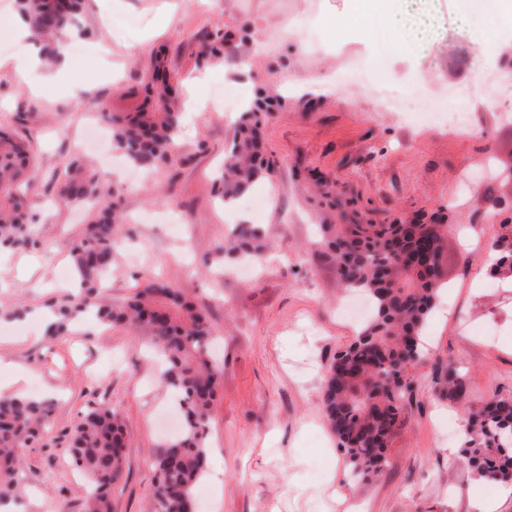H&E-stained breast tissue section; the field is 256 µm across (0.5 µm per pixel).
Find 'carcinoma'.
I'll return each instance as SVG.
<instances>
[{
    "mask_svg": "<svg viewBox=\"0 0 512 512\" xmlns=\"http://www.w3.org/2000/svg\"><path fill=\"white\" fill-rule=\"evenodd\" d=\"M84 0H16L17 13L42 40L47 58L57 56L58 40L69 33ZM228 40L221 27L204 35L202 60L224 56ZM171 75L156 66L143 88L144 100L134 112H105L115 148L144 170L186 164L179 141L183 113ZM271 101L260 95L244 112L227 141L220 181L231 202L274 170L265 158L260 114ZM36 175L30 142L0 129V248L25 250L38 242L37 225L29 222L27 193ZM331 215L318 225L320 243L331 251L340 287L365 293L373 314L325 372L321 404L340 451L353 476L363 478L386 464V451L405 419V392L411 381L407 365L419 357L426 320L443 288L441 254L448 225L434 212L414 224H346L336 212V184L316 181ZM120 184L105 185L98 172L80 160L66 165L58 196L92 205L88 224L72 241L70 252L76 286L54 307L48 335L67 334L70 323L91 312L107 325H124L144 333L160 362V382L177 397L183 414L180 433L155 454L153 496L156 512H191L194 489L208 457L206 430L223 369L209 356L213 332L205 314L179 290L149 278L125 305L105 308L97 295L112 271L122 218ZM495 275L512 272V235L492 243ZM263 230L237 224L213 253L219 258L260 257L268 252ZM433 381L451 399L462 396L464 382L455 362L440 358ZM49 404L26 397L0 396V505L20 501L23 449L49 434ZM461 453L479 478L512 484V396L495 393L465 420ZM127 444L118 413L99 406L86 411L69 435L73 465L88 478L91 490L84 512H112L109 492L123 474Z\"/></svg>",
    "mask_w": 512,
    "mask_h": 512,
    "instance_id": "obj_1",
    "label": "carcinoma"
}]
</instances>
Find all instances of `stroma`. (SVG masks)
<instances>
[{
    "label": "stroma",
    "instance_id": "35a3bbf8",
    "mask_svg": "<svg viewBox=\"0 0 512 512\" xmlns=\"http://www.w3.org/2000/svg\"><path fill=\"white\" fill-rule=\"evenodd\" d=\"M165 2L86 0L72 34L83 54L53 82L0 69V125L35 147L30 218L40 226L35 248L0 251V302L39 308L59 291L57 273L71 264L88 208L58 199L56 175L76 156L97 169L120 163L114 146L85 147L83 124L105 110L134 111L163 53L182 92L207 78L203 105L180 134L193 160L161 177L153 198L138 188L122 196L129 222L99 302H123L154 272L207 312L224 374L196 512H475L479 493L495 512H512V493L478 479L459 453L468 408L496 391L512 394V288L487 273L502 218L488 209L484 186L468 202L459 197L462 176L489 156L512 159V84L492 102L472 94L470 129L437 126L418 112L382 111L377 87L341 88L334 52L304 47L322 23L337 34V50L383 60L389 90L411 100L419 89L470 84L490 65L487 15L472 0H295V31L270 51L265 38L279 17L268 0H177L160 27ZM215 25L232 36L227 56L198 63ZM260 94L276 102L263 119L275 174L252 191L264 206L243 210L222 203L215 179L232 127ZM312 169L352 198L349 214L363 222L448 209L447 288L426 323L424 354L408 368L406 422L375 477L352 478L320 405L326 368L358 324L343 313L335 267L314 243L318 205L303 189ZM236 223L259 225L271 244L248 281L213 256ZM0 356L25 369L27 394L53 402L49 440L25 452L27 512H83L88 484L71 463L68 435L95 405L126 422L112 512H155L151 457L173 437L166 421L178 410L146 338L84 320L51 341L41 321L0 320ZM440 357L460 363V400L436 393Z\"/></svg>",
    "mask_w": 512,
    "mask_h": 512
}]
</instances>
